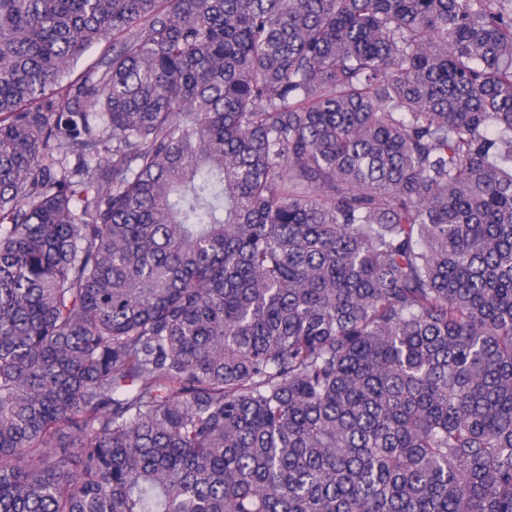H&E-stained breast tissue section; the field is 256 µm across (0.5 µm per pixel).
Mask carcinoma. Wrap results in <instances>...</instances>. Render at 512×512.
<instances>
[{
	"instance_id": "carcinoma-1",
	"label": "carcinoma",
	"mask_w": 512,
	"mask_h": 512,
	"mask_svg": "<svg viewBox=\"0 0 512 512\" xmlns=\"http://www.w3.org/2000/svg\"><path fill=\"white\" fill-rule=\"evenodd\" d=\"M0 512H512V0H0Z\"/></svg>"
}]
</instances>
